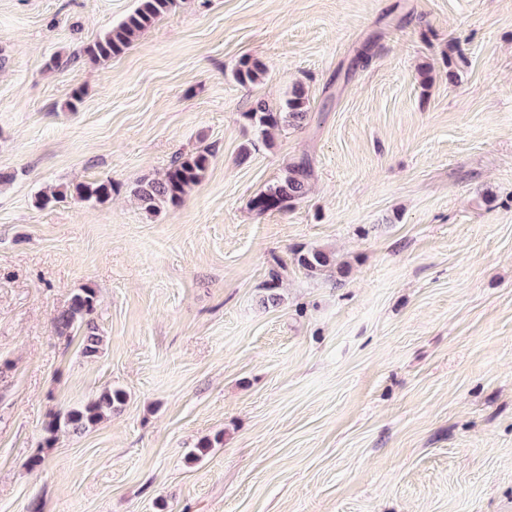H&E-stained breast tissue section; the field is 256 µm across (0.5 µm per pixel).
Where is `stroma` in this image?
Listing matches in <instances>:
<instances>
[{
	"mask_svg": "<svg viewBox=\"0 0 512 512\" xmlns=\"http://www.w3.org/2000/svg\"><path fill=\"white\" fill-rule=\"evenodd\" d=\"M135 5L0 0V512H512V0H179L83 55ZM296 86L306 120L257 143L244 112ZM204 146L147 219L132 187ZM302 160L303 199L250 210ZM95 180L108 202L35 203ZM85 285L95 358L52 324ZM109 386L111 419L43 447ZM137 7L117 26L84 49L90 59H108L123 53L139 34L177 5V0H137ZM266 72L263 63L250 58L242 59L234 71V78L240 84H253ZM296 262L311 277L320 275L333 267L339 273H343L344 269L343 263L338 261L333 253L318 247L299 250L296 253Z\"/></svg>",
	"mask_w": 512,
	"mask_h": 512,
	"instance_id": "obj_1",
	"label": "stroma"
}]
</instances>
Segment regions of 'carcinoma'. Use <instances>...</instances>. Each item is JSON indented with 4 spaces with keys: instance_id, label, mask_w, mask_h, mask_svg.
Masks as SVG:
<instances>
[{
    "instance_id": "obj_1",
    "label": "carcinoma",
    "mask_w": 512,
    "mask_h": 512,
    "mask_svg": "<svg viewBox=\"0 0 512 512\" xmlns=\"http://www.w3.org/2000/svg\"><path fill=\"white\" fill-rule=\"evenodd\" d=\"M177 5V0H137V7L118 25L112 27L102 37L84 49L85 55L93 60L108 59L123 53L139 34L149 28L164 14ZM266 72L263 63L250 58L242 59L234 71L237 82L253 84ZM308 112L304 91L295 87L284 105L274 110L262 101H256L245 113L244 118L255 130L258 138L269 143V133L273 129L297 126L306 119ZM212 154L205 148L190 154L176 156L159 179L143 180L132 189L140 208L154 217L168 205H176L183 200L187 190L204 177ZM311 176L310 166L300 161L285 168L284 173L275 182L267 185L249 201L251 210L264 214L268 211H287L306 193ZM113 185L110 181L81 183L74 186L59 185L36 198L39 207H46L67 197L75 196L79 200L103 204L112 197ZM297 264L307 275L314 277L331 268L343 272L342 262L336 256L318 247L301 249L296 253ZM281 273L273 268L269 271V280L262 298L264 305H277L281 301L278 293ZM97 307L96 289L85 285L75 292L67 306L53 316L55 330L60 336H68L74 329L85 328L83 354L96 357L101 353L103 339L97 334L94 315ZM126 393L120 388L106 387L91 402L57 413L47 425L46 446L56 440L61 430L81 433L102 421L112 417V411L124 404Z\"/></svg>"
}]
</instances>
